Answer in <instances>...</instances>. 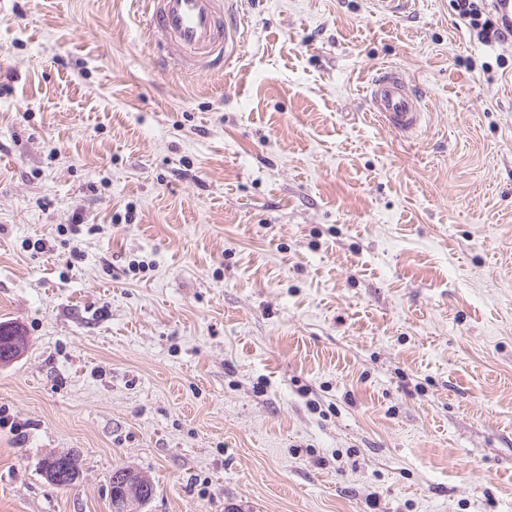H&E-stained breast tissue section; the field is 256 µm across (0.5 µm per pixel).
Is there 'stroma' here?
I'll return each instance as SVG.
<instances>
[{"mask_svg": "<svg viewBox=\"0 0 512 512\" xmlns=\"http://www.w3.org/2000/svg\"><path fill=\"white\" fill-rule=\"evenodd\" d=\"M374 2L228 0L171 73L134 0H0V512H512V41ZM370 112L379 122L403 137L418 132L424 118L420 95L396 69L378 73L369 89ZM45 460H51L54 464L52 469H46L42 465V469L52 485L64 489L76 484L79 479V470L73 457L61 455ZM119 473H122L126 477L128 484L125 491L130 492L133 499H137L136 496H138L141 504H143L154 496V485L146 476L135 473L134 471L124 467H116L112 470V474L109 477L110 499L112 502L113 512H123L125 510L116 504V500L114 498V492L121 490V483H117L115 481L117 474Z\"/></svg>", "mask_w": 512, "mask_h": 512, "instance_id": "35a3bbf8", "label": "stroma"}]
</instances>
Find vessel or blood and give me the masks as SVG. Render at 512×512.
Returning <instances> with one entry per match:
<instances>
[{"instance_id": "b4317fda", "label": "vessel or blood", "mask_w": 512, "mask_h": 512, "mask_svg": "<svg viewBox=\"0 0 512 512\" xmlns=\"http://www.w3.org/2000/svg\"><path fill=\"white\" fill-rule=\"evenodd\" d=\"M151 43L161 45V60L171 70L187 65L218 68L231 60L237 27L224 19L223 0H139ZM370 110L403 137L418 132L424 118L420 96L395 69L378 73L369 89Z\"/></svg>"}]
</instances>
